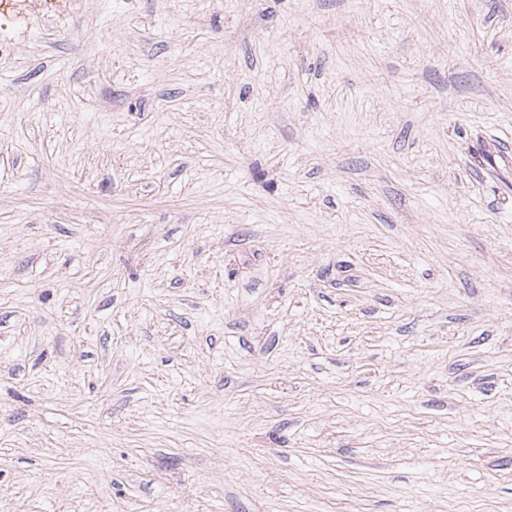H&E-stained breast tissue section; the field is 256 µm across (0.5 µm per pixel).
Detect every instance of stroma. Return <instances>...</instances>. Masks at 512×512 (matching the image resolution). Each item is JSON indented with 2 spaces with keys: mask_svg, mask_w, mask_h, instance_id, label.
Wrapping results in <instances>:
<instances>
[{
  "mask_svg": "<svg viewBox=\"0 0 512 512\" xmlns=\"http://www.w3.org/2000/svg\"><path fill=\"white\" fill-rule=\"evenodd\" d=\"M0 512H512V0L0 11Z\"/></svg>",
  "mask_w": 512,
  "mask_h": 512,
  "instance_id": "obj_1",
  "label": "stroma"
}]
</instances>
